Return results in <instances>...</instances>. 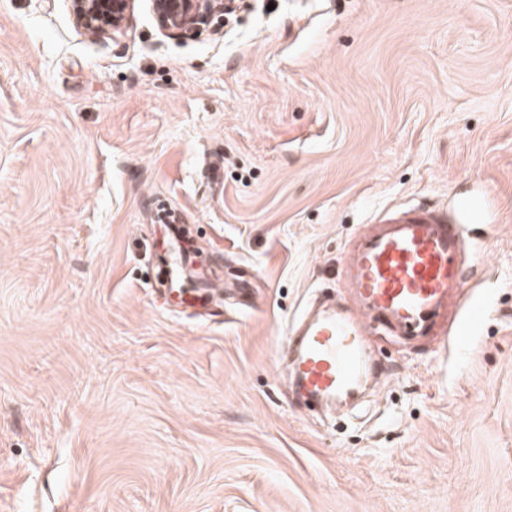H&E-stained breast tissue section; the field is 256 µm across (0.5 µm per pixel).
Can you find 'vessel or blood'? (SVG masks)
Wrapping results in <instances>:
<instances>
[{"label":"vessel or blood","instance_id":"b4317fda","mask_svg":"<svg viewBox=\"0 0 512 512\" xmlns=\"http://www.w3.org/2000/svg\"><path fill=\"white\" fill-rule=\"evenodd\" d=\"M468 252L462 225L446 211L416 206L374 220L345 259L352 307L328 305L288 330L280 357L292 365L296 403L314 410L352 402L386 378V366L367 351L365 329L431 335L438 317L461 306Z\"/></svg>","mask_w":512,"mask_h":512}]
</instances>
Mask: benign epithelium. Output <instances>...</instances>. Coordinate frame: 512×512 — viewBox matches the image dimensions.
Instances as JSON below:
<instances>
[{"label": "benign epithelium", "mask_w": 512, "mask_h": 512, "mask_svg": "<svg viewBox=\"0 0 512 512\" xmlns=\"http://www.w3.org/2000/svg\"><path fill=\"white\" fill-rule=\"evenodd\" d=\"M134 0H71L76 25L85 33L118 32L127 22ZM158 29L173 38H187L224 18L232 0H151Z\"/></svg>", "instance_id": "obj_1"}]
</instances>
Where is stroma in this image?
Here are the masks:
<instances>
[{
	"label": "stroma",
	"mask_w": 512,
	"mask_h": 512,
	"mask_svg": "<svg viewBox=\"0 0 512 512\" xmlns=\"http://www.w3.org/2000/svg\"><path fill=\"white\" fill-rule=\"evenodd\" d=\"M478 195L473 335L370 330L377 394L298 407L277 352L372 214ZM0 512H512V0H240L186 40L0 0Z\"/></svg>",
	"instance_id": "obj_1"
}]
</instances>
